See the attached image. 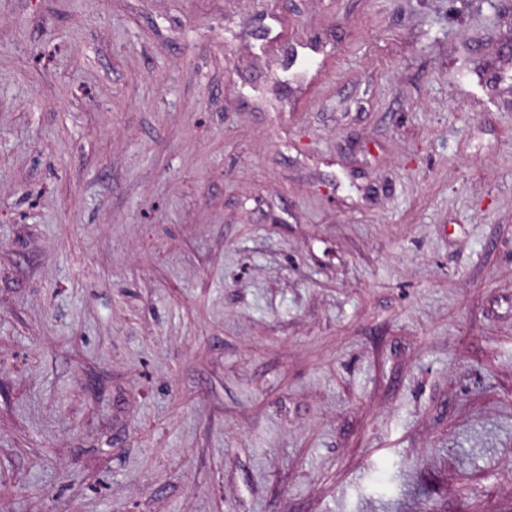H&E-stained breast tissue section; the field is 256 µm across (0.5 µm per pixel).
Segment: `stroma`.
Instances as JSON below:
<instances>
[{
    "instance_id": "35a3bbf8",
    "label": "stroma",
    "mask_w": 512,
    "mask_h": 512,
    "mask_svg": "<svg viewBox=\"0 0 512 512\" xmlns=\"http://www.w3.org/2000/svg\"><path fill=\"white\" fill-rule=\"evenodd\" d=\"M0 512H512V0H0Z\"/></svg>"
}]
</instances>
